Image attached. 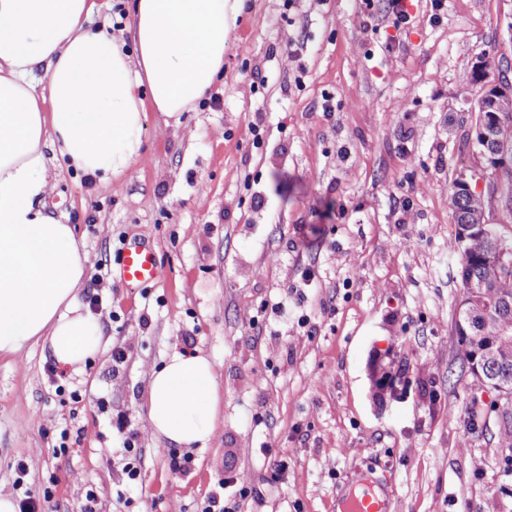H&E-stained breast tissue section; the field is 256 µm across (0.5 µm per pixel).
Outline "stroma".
Returning <instances> with one entry per match:
<instances>
[{"instance_id":"obj_1","label":"stroma","mask_w":512,"mask_h":512,"mask_svg":"<svg viewBox=\"0 0 512 512\" xmlns=\"http://www.w3.org/2000/svg\"><path fill=\"white\" fill-rule=\"evenodd\" d=\"M413 2L396 29L386 0H239L223 77L180 119L149 112L127 177L57 171L47 208L89 254L79 301L103 350L77 371L40 342L0 354V492L51 489L46 512H82L90 492L97 512H203L235 475L254 489L238 512H336L360 474L392 512H512L504 402L463 369L454 330L448 210L502 76L476 68L512 65V0ZM133 239L165 273L138 291L115 265ZM188 336L218 382L203 449L158 442L146 414L151 372Z\"/></svg>"}]
</instances>
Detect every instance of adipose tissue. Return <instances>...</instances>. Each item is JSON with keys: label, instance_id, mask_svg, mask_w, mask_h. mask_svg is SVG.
Masks as SVG:
<instances>
[{"label": "adipose tissue", "instance_id": "ef3b65f1", "mask_svg": "<svg viewBox=\"0 0 512 512\" xmlns=\"http://www.w3.org/2000/svg\"><path fill=\"white\" fill-rule=\"evenodd\" d=\"M231 2L134 0L126 33L113 34L91 25L97 0H0V353L41 341L77 369L101 350L100 319L78 300L90 257L46 207L49 164L102 186L128 173L148 111H193L214 86ZM146 403L157 439L207 447L219 410L210 357L171 353Z\"/></svg>", "mask_w": 512, "mask_h": 512}]
</instances>
